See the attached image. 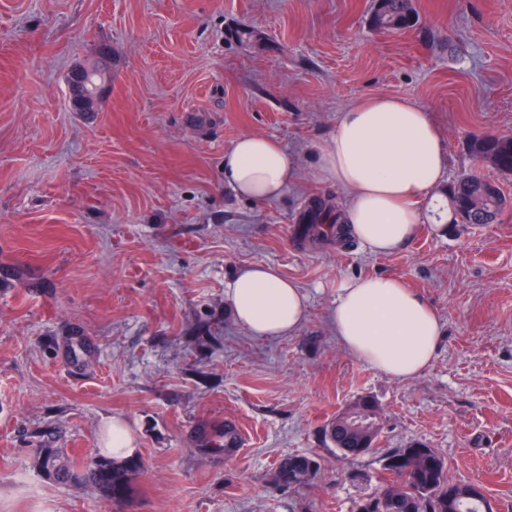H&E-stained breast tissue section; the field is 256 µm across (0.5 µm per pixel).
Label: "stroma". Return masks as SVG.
I'll use <instances>...</instances> for the list:
<instances>
[{
    "instance_id": "35a3bbf8",
    "label": "stroma",
    "mask_w": 512,
    "mask_h": 512,
    "mask_svg": "<svg viewBox=\"0 0 512 512\" xmlns=\"http://www.w3.org/2000/svg\"><path fill=\"white\" fill-rule=\"evenodd\" d=\"M370 4L0 0V512H355L385 454L415 443L512 512V212L421 224L375 255L337 236L343 195L309 153L352 103L400 96L432 112L446 179L512 195V174L466 146L512 136V0H415L424 31L385 34ZM103 51L98 112L71 111L66 73ZM244 134L293 155L278 199L225 186ZM254 264L307 293L294 335L234 322L224 284ZM380 275L440 320L431 366L409 381L345 352L329 320L346 280ZM362 398L379 437L339 459L324 428ZM115 417L143 463L128 499L42 471L43 448L107 453ZM228 419L245 435L230 455ZM293 455L318 462L313 482L275 481Z\"/></svg>"
}]
</instances>
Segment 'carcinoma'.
<instances>
[{
  "mask_svg": "<svg viewBox=\"0 0 512 512\" xmlns=\"http://www.w3.org/2000/svg\"><path fill=\"white\" fill-rule=\"evenodd\" d=\"M370 25L381 33L416 30L422 20L413 0H372ZM468 151L487 160L502 174H512V136L473 135L467 141ZM478 196L484 205L471 210ZM447 197L455 203V211L463 224H482L485 216H499L505 211V194L492 182L466 173L453 181ZM380 431L378 408L365 398L354 403L353 412L336 416L325 427L330 445L344 459H357L368 454ZM308 456H290L277 468L276 481L290 487L309 483ZM60 451L47 449L41 460L49 474L63 475L88 483L104 497L120 500L128 495L131 481L140 469L136 458L116 459L94 454L86 459L83 469L75 472ZM379 491L359 499L356 512H485L484 500L472 496L470 484L448 479L445 459L434 449L427 454L408 455V449L395 448L384 458L378 476Z\"/></svg>",
  "mask_w": 512,
  "mask_h": 512,
  "instance_id": "1",
  "label": "carcinoma"
}]
</instances>
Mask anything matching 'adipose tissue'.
<instances>
[{
    "label": "adipose tissue",
    "mask_w": 512,
    "mask_h": 512,
    "mask_svg": "<svg viewBox=\"0 0 512 512\" xmlns=\"http://www.w3.org/2000/svg\"><path fill=\"white\" fill-rule=\"evenodd\" d=\"M315 175L345 198L338 222L369 252H393L427 219L424 202L443 188L446 153L429 112L399 96L360 100L341 112L335 131L313 148ZM294 179L289 154L274 139L245 134L224 155V182L239 196L269 201ZM236 322L251 335L290 336L307 317L298 285L272 267L250 265L225 284ZM330 321L339 344L396 380L427 370L441 328L431 306L388 276L344 282Z\"/></svg>",
    "instance_id": "obj_1"
}]
</instances>
